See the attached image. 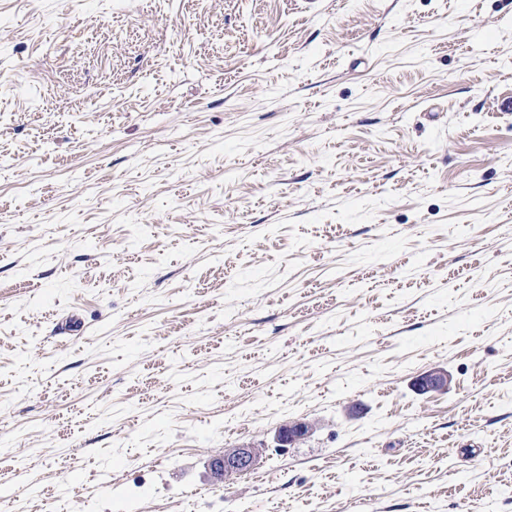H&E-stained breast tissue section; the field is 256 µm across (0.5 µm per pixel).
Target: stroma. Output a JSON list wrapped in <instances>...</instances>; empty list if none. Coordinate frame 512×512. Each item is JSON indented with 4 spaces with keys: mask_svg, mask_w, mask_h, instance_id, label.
Masks as SVG:
<instances>
[{
    "mask_svg": "<svg viewBox=\"0 0 512 512\" xmlns=\"http://www.w3.org/2000/svg\"><path fill=\"white\" fill-rule=\"evenodd\" d=\"M59 497L512 512V0H0V512ZM451 383L447 370L433 369L423 373L415 382V388L419 393L446 392ZM309 433V426L305 422L289 423L281 426L274 438V448L291 447L297 440ZM268 446H258L253 443L242 444L232 450H225L224 457L216 459L212 464L214 477L224 483H229L234 476H239L253 469L262 453Z\"/></svg>",
    "mask_w": 512,
    "mask_h": 512,
    "instance_id": "35a3bbf8",
    "label": "stroma"
}]
</instances>
